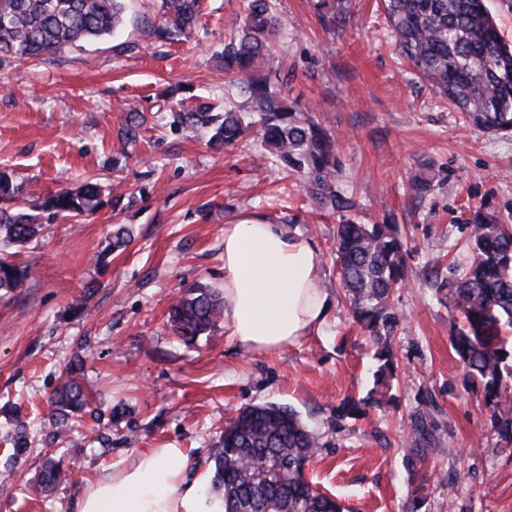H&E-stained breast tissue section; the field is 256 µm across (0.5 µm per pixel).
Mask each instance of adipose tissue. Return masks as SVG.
<instances>
[{"instance_id":"adipose-tissue-1","label":"adipose tissue","mask_w":512,"mask_h":512,"mask_svg":"<svg viewBox=\"0 0 512 512\" xmlns=\"http://www.w3.org/2000/svg\"><path fill=\"white\" fill-rule=\"evenodd\" d=\"M332 307L321 286L318 249L298 229L253 216L224 227V329L242 352L300 344L324 326ZM179 448L138 452L129 466L104 471L70 512H224L205 477L189 478Z\"/></svg>"}]
</instances>
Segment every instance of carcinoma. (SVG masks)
<instances>
[{
  "instance_id": "obj_1",
  "label": "carcinoma",
  "mask_w": 512,
  "mask_h": 512,
  "mask_svg": "<svg viewBox=\"0 0 512 512\" xmlns=\"http://www.w3.org/2000/svg\"><path fill=\"white\" fill-rule=\"evenodd\" d=\"M161 37L176 40L198 24L202 0H158ZM388 26L413 74L470 124L488 132H512V45L504 42L485 0H384ZM323 24L336 28L351 15L352 0H314ZM124 0H0V63L56 55L79 41L112 35L121 25ZM280 34L273 0H244V12L231 23L224 42V73L245 97L240 109L214 111L199 102L173 115V122L205 128L209 143L233 145L257 130L270 154L300 173L310 195L340 217L334 263L354 321L377 342L378 369L369 395L351 400L337 417L357 415L362 406L391 398L394 375L389 339L401 316L394 292L405 285V243L390 219L362 223L357 203L338 186L335 139L318 120L288 105V74L273 67L270 45ZM23 185L0 172V244L22 248L46 225L69 217H90L103 206V189L92 181L45 196L29 210L13 202ZM46 223H41V220ZM469 260L449 267L437 282L440 300L462 314L451 346L463 367L462 385L478 387L493 407L500 440L512 446V226L481 210L472 213L467 239ZM17 253L0 251V291L26 287L28 265ZM224 313L216 290L191 287L169 309L172 333L185 346L209 334ZM83 363L70 364L54 393L46 436L57 440L81 417L90 396L80 382ZM28 436H12L11 462L0 478L20 479L17 468L28 452ZM319 447L297 412L276 404L251 405L224 427L209 460L213 488L224 499V512H351L305 479V468ZM61 463L44 460L35 490L43 493L66 481Z\"/></svg>"
}]
</instances>
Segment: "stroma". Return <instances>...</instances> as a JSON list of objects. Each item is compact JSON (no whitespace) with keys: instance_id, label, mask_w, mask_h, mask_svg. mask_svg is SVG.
<instances>
[{"instance_id":"35a3bbf8","label":"stroma","mask_w":512,"mask_h":512,"mask_svg":"<svg viewBox=\"0 0 512 512\" xmlns=\"http://www.w3.org/2000/svg\"><path fill=\"white\" fill-rule=\"evenodd\" d=\"M243 8L205 0L197 27L165 41L154 34L157 0H125L112 36L0 66V170L25 186L17 206L89 178L122 195L77 223L51 224L18 256L29 267L26 287L0 296V466L16 426L30 439L22 480L0 495V512H68L103 470L148 448L206 461L239 409L270 402L296 410L317 437L306 476L351 512H512V448L481 391L460 384L450 340L460 314L438 300L433 278L464 261L470 207L512 215V135L464 123L411 74L382 0H354L336 30L311 0H278L285 26L272 54L291 75L289 100L336 138L339 186L355 198L358 219L391 217L406 244L408 284L393 296L402 316L391 338L393 399L337 418L343 402L366 397L378 362L335 287L336 216L296 189L257 135L214 146L207 130L172 125L180 102L240 105L216 53ZM133 107L143 120L134 145L125 135ZM426 170L438 184L420 197L411 183ZM252 215L297 225L316 242L333 299L325 325L272 354L238 351L220 326L183 345L167 323L173 297L223 288L224 227ZM120 226L131 241L108 251ZM79 358L101 398L65 440L46 446L48 398ZM423 430L435 446L418 458L410 444ZM50 455L76 476L32 496L26 485Z\"/></svg>"}]
</instances>
